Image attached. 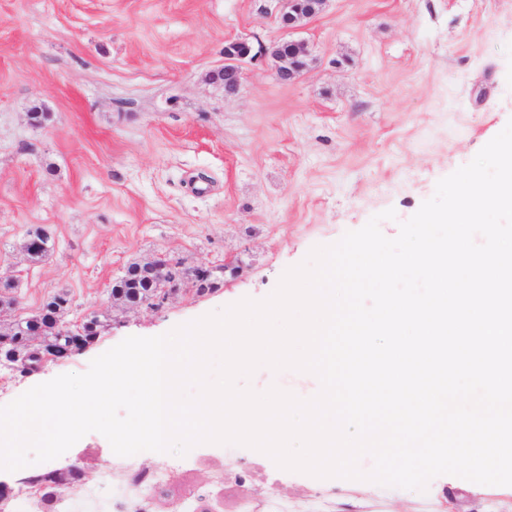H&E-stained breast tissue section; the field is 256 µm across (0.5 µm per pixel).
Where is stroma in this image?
<instances>
[{"instance_id": "35a3bbf8", "label": "stroma", "mask_w": 512, "mask_h": 512, "mask_svg": "<svg viewBox=\"0 0 512 512\" xmlns=\"http://www.w3.org/2000/svg\"><path fill=\"white\" fill-rule=\"evenodd\" d=\"M278 0H0V281L11 320L68 294L69 323L109 326L90 347L29 374L0 369V406L129 336H154L242 299L268 297L310 251L379 224L384 236L512 120V0H329L288 30ZM305 40L308 70L284 84L270 58L225 94L224 48ZM44 113L42 124L32 112ZM41 228L53 248L24 250ZM167 255L213 267L217 290L184 285L154 309L114 302L132 262ZM169 454L116 455L91 432L36 467L1 472L0 512H512V486L440 475L426 490L320 479L254 449L199 444L141 495L131 475ZM78 468L54 500L29 480Z\"/></svg>"}]
</instances>
